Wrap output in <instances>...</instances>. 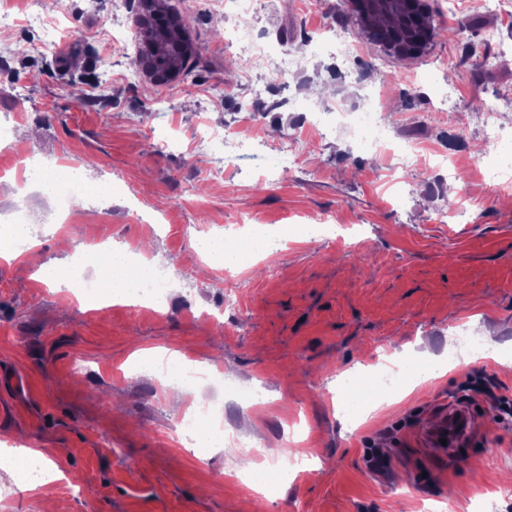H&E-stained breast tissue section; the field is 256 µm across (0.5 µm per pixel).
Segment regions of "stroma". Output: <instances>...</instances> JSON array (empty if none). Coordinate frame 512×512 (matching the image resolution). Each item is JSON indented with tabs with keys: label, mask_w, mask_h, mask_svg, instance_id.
I'll list each match as a JSON object with an SVG mask.
<instances>
[{
	"label": "stroma",
	"mask_w": 512,
	"mask_h": 512,
	"mask_svg": "<svg viewBox=\"0 0 512 512\" xmlns=\"http://www.w3.org/2000/svg\"><path fill=\"white\" fill-rule=\"evenodd\" d=\"M443 2H430L433 41L403 59L363 39L345 0H257L253 38L271 60L255 69L230 41L231 12L165 0L196 50L189 74L132 84L138 0H39L61 22L48 52L26 24L30 0H0V225L26 207L24 235L40 256L0 262V446L24 438L76 477L84 497L65 482L49 488L66 512H242L249 492L226 477L235 449L186 456L169 442L194 394L171 401L133 370L136 350L157 347L202 362L220 353L216 367L237 388L202 396L223 408L227 434L312 459L252 512H472L481 502L512 512V417L493 406L512 399V369L494 361L512 355V192L470 169L512 153V0L497 11L459 0L451 13ZM375 97L421 165L398 169L367 133H337L340 112ZM477 99L499 111L498 148ZM227 129L251 145L218 173L222 146L206 137ZM291 143L300 153L286 166ZM23 155L110 191L84 197L82 223H61L53 197L14 182ZM326 216L343 224L342 243L287 240L231 290L217 270L199 273L201 233ZM101 236L169 264L178 282L163 315L120 303L84 312L47 279ZM459 323L489 335L491 358H458L363 422L340 421L344 378L394 353L409 365L446 359ZM458 399L476 410L479 441L433 459L419 430Z\"/></svg>",
	"instance_id": "stroma-1"
}]
</instances>
